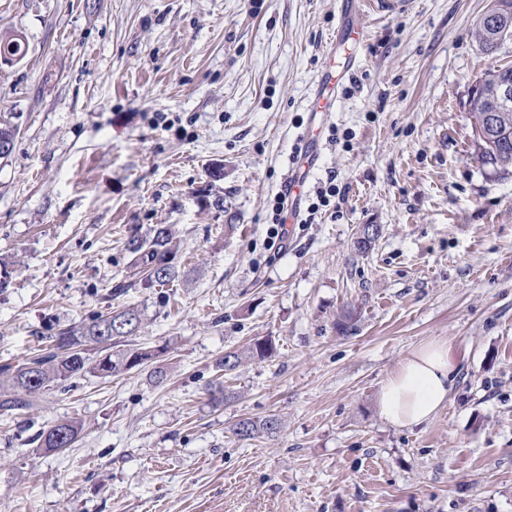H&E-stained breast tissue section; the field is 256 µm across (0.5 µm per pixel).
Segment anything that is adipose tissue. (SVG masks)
Wrapping results in <instances>:
<instances>
[{
  "label": "adipose tissue",
  "mask_w": 512,
  "mask_h": 512,
  "mask_svg": "<svg viewBox=\"0 0 512 512\" xmlns=\"http://www.w3.org/2000/svg\"><path fill=\"white\" fill-rule=\"evenodd\" d=\"M453 370L447 343L434 341L414 349L380 387L381 418L399 428L432 421L448 404Z\"/></svg>",
  "instance_id": "adipose-tissue-1"
}]
</instances>
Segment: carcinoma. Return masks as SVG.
<instances>
[{
  "label": "carcinoma",
  "instance_id": "1",
  "mask_svg": "<svg viewBox=\"0 0 512 512\" xmlns=\"http://www.w3.org/2000/svg\"><path fill=\"white\" fill-rule=\"evenodd\" d=\"M28 45L23 34L0 32V56H26ZM488 105L478 99L470 101V117L474 151L482 166L494 174L512 171V107L498 112L496 121L507 131L511 140L487 142L478 137L487 123ZM177 232L172 224H156L147 234H131L126 242L130 255L126 275L115 286L121 293L139 285L163 287L180 276ZM141 324L140 314L133 308H122L101 314L79 328L67 329L50 337L49 344L35 350L16 364L0 365V410L12 412L27 407V396L48 392L62 383L91 372L102 377L126 372L155 362L161 355L142 347H132L128 337L136 335ZM110 343L101 346V339ZM280 424L272 418H244L232 428L233 434L247 441L259 433L275 434ZM81 425L72 420L57 422L37 436V448L54 452L73 444Z\"/></svg>",
  "mask_w": 512,
  "mask_h": 512
}]
</instances>
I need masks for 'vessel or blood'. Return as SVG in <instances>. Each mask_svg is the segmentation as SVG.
I'll list each match as a JSON object with an SVG mask.
<instances>
[{
  "label": "vessel or blood",
  "mask_w": 512,
  "mask_h": 512,
  "mask_svg": "<svg viewBox=\"0 0 512 512\" xmlns=\"http://www.w3.org/2000/svg\"><path fill=\"white\" fill-rule=\"evenodd\" d=\"M363 0H341L339 30L324 53L325 60L318 72L312 98L307 105V123L296 137L292 153V169L281 190L290 204H298L305 182L315 169L322 147L321 133L326 120L336 107V92L345 76L357 68L354 46L359 33L350 18Z\"/></svg>",
  "instance_id": "1"
}]
</instances>
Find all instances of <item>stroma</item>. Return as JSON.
I'll return each instance as SVG.
<instances>
[{
    "instance_id": "35a3bbf8",
    "label": "stroma",
    "mask_w": 512,
    "mask_h": 512,
    "mask_svg": "<svg viewBox=\"0 0 512 512\" xmlns=\"http://www.w3.org/2000/svg\"><path fill=\"white\" fill-rule=\"evenodd\" d=\"M490 0H372L303 204L340 195L280 252L275 195L340 0H0L26 57L0 65V365L100 312L139 310L143 367L0 413V512H512V173L474 154L469 100ZM179 231L180 277L113 287L131 230ZM378 225L356 250L362 225ZM271 337L276 353L246 352ZM447 342L448 405L412 429L376 397L417 346ZM239 368H215L224 351ZM233 396L209 401L216 381ZM277 434L242 441L239 419ZM82 430L61 452L34 436ZM273 418L266 417L261 420H254L251 418H244L237 421L232 428L233 434L243 441L254 438L259 433L275 434L280 428V423L277 419L276 424H272ZM81 430V425L76 421L64 420L57 422L39 433L36 439L38 441L37 448L45 452L69 448L75 442Z\"/></svg>"
}]
</instances>
